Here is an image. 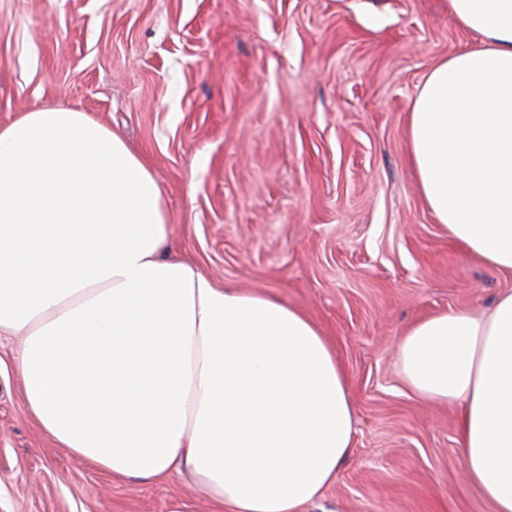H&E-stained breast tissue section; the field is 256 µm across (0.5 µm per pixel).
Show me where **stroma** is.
Wrapping results in <instances>:
<instances>
[{
    "label": "stroma",
    "mask_w": 512,
    "mask_h": 512,
    "mask_svg": "<svg viewBox=\"0 0 512 512\" xmlns=\"http://www.w3.org/2000/svg\"><path fill=\"white\" fill-rule=\"evenodd\" d=\"M476 43L448 0H0V124L61 104L119 131L162 191L173 255L333 347L352 448L302 512H492L461 467L459 408L396 365L417 321L512 290L449 240L408 161L425 75ZM18 345L0 338V512H212L189 476L119 481L49 438Z\"/></svg>",
    "instance_id": "obj_1"
}]
</instances>
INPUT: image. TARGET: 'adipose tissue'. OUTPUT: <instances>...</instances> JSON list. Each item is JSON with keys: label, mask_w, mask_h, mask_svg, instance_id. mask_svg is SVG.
Here are the masks:
<instances>
[{"label": "adipose tissue", "mask_w": 512, "mask_h": 512, "mask_svg": "<svg viewBox=\"0 0 512 512\" xmlns=\"http://www.w3.org/2000/svg\"><path fill=\"white\" fill-rule=\"evenodd\" d=\"M477 47L410 111L418 190L449 238L512 271V0H448ZM162 192L122 137L46 106L0 124V336L30 416L126 480L189 475L216 512H300L350 454L345 375L318 327L170 259ZM420 398L459 406L461 466L512 512V291L428 316L398 345Z\"/></svg>", "instance_id": "ef3b65f1"}]
</instances>
